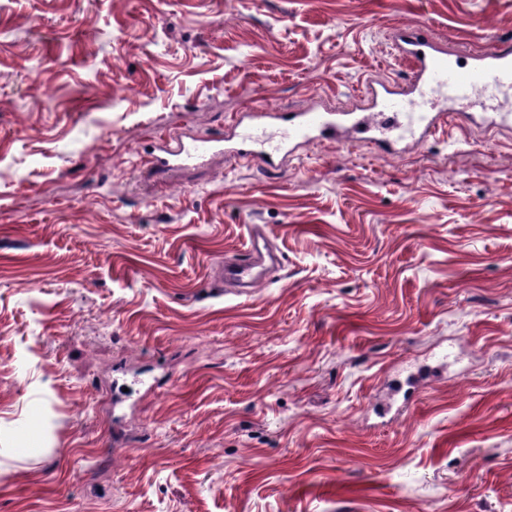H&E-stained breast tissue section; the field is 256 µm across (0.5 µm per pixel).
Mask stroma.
<instances>
[{
    "instance_id": "obj_1",
    "label": "stroma",
    "mask_w": 512,
    "mask_h": 512,
    "mask_svg": "<svg viewBox=\"0 0 512 512\" xmlns=\"http://www.w3.org/2000/svg\"><path fill=\"white\" fill-rule=\"evenodd\" d=\"M412 23L512 0H0V512H512V128L150 163L406 82ZM224 139H199L186 144L178 139L161 140L159 154L153 163L162 170H172L196 162L216 151H222ZM259 258V234L255 232L253 241L251 238L250 247L247 249L245 257L225 264V277L229 280L243 282L247 284V288H253L255 283L260 279L252 273Z\"/></svg>"
}]
</instances>
